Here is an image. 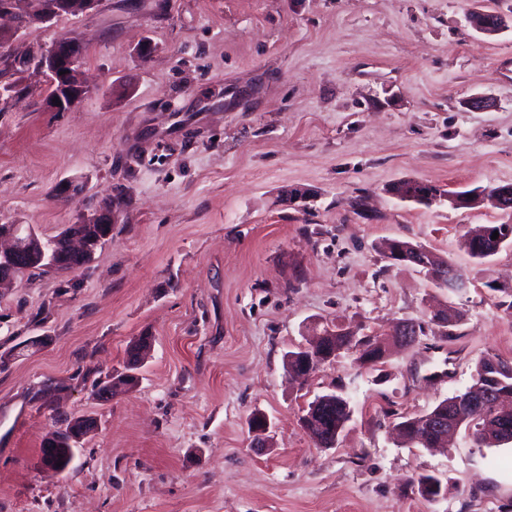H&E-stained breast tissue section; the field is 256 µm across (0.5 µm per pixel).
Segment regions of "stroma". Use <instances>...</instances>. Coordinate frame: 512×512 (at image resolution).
<instances>
[{"instance_id":"35a3bbf8","label":"stroma","mask_w":512,"mask_h":512,"mask_svg":"<svg viewBox=\"0 0 512 512\" xmlns=\"http://www.w3.org/2000/svg\"><path fill=\"white\" fill-rule=\"evenodd\" d=\"M476 8L512 18V0H100L18 32L13 58L80 39L89 91L50 112L47 77L18 74L0 108V224L50 238L119 208L89 264L0 289V512H512V442L391 432L464 391L482 357L512 363V244L483 262L461 246L512 211L386 192L512 183V29L484 37L465 20ZM476 95L492 109L469 111ZM67 179L86 192L55 200ZM295 187L310 198L289 203ZM391 238L447 258L466 289L390 265ZM443 301L461 315L446 331ZM402 320L425 334L383 363L349 354L289 379L285 353L324 328L385 336ZM141 336L139 384L97 401ZM337 388L352 416L320 448L300 417ZM83 416L98 431L46 472V435ZM418 474L447 498L412 493Z\"/></svg>"}]
</instances>
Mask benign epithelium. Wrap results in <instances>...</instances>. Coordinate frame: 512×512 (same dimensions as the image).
Segmentation results:
<instances>
[{
  "instance_id": "1",
  "label": "benign epithelium",
  "mask_w": 512,
  "mask_h": 512,
  "mask_svg": "<svg viewBox=\"0 0 512 512\" xmlns=\"http://www.w3.org/2000/svg\"><path fill=\"white\" fill-rule=\"evenodd\" d=\"M99 2L100 0H54L52 3L47 0H0V16H16L19 27L23 28L33 22H50L60 14L79 16L95 8ZM466 22L473 30L487 36L497 35L508 28L505 17L499 14L490 15L481 10L470 11L466 15ZM81 56L82 44L76 39L52 45L33 56L37 66L48 76L59 78L58 88L50 91L46 97L48 110L68 112L88 93L79 71ZM62 68L68 70V73L60 74ZM55 98L60 100V104L53 103ZM389 193L401 201L418 204H431L443 198L456 208L475 207L484 197L489 196L501 208L504 206V198L512 197V185L507 188L498 185L485 192L478 189L469 196H456L436 193L432 190V185L417 180L409 185L391 187ZM113 221L112 201L109 200L100 205L90 217L68 225L53 239L40 237L29 225L0 224V240L6 238L10 241L7 249L0 248V284L37 267L54 271L68 264V259L74 255L80 258V265L88 264L97 249L110 238L111 232L108 228ZM385 257L394 264L419 269L441 288L459 291L466 287V283L456 273L446 276L438 270V255L420 244L409 241L399 245L393 239L388 243ZM418 335L417 324L402 321L392 335V340L400 346H411ZM356 339L357 333L351 328L327 329L316 343L290 356L292 361L297 358L301 360L300 366L292 368V373L310 378L323 364L345 352L362 353V347L356 345ZM510 371L511 365L491 357L486 358L484 385L472 389L459 400V403L475 414L483 413L489 408L497 411L500 417L498 429L505 440H512V391L498 390V382L500 374ZM135 380L136 376L129 373L122 380L111 381L99 388L96 397L107 401L118 388L130 386ZM330 400L329 396L315 398L301 415V424L310 434L317 433L315 417L321 414L323 406ZM423 426L428 432L438 433V438L432 441L434 447L443 443L454 432V429L448 427V422L435 415L424 421ZM96 427L97 421L94 418H82L78 425L70 428L69 438L65 440L64 446L71 451L80 447L82 441Z\"/></svg>"
}]
</instances>
